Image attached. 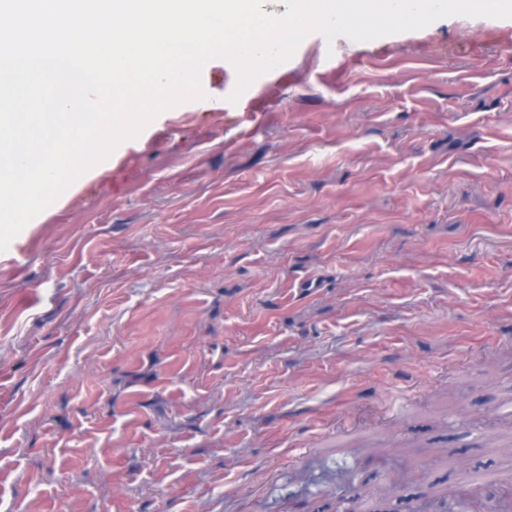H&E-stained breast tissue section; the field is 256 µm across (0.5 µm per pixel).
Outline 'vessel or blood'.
<instances>
[{
  "label": "vessel or blood",
  "mask_w": 512,
  "mask_h": 512,
  "mask_svg": "<svg viewBox=\"0 0 512 512\" xmlns=\"http://www.w3.org/2000/svg\"><path fill=\"white\" fill-rule=\"evenodd\" d=\"M293 73L288 67L270 71L265 79L248 90L237 103L220 102L218 111L223 112L228 126L240 129L242 133H251L262 122V114L270 108L283 89L291 83Z\"/></svg>",
  "instance_id": "vessel-or-blood-1"
}]
</instances>
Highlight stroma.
I'll list each match as a JSON object with an SVG mask.
<instances>
[{
	"label": "stroma",
	"instance_id": "obj_1",
	"mask_svg": "<svg viewBox=\"0 0 512 512\" xmlns=\"http://www.w3.org/2000/svg\"><path fill=\"white\" fill-rule=\"evenodd\" d=\"M320 41L245 137L207 63L0 257V512H358L408 469L431 512L512 469V18L331 81Z\"/></svg>",
	"mask_w": 512,
	"mask_h": 512
}]
</instances>
